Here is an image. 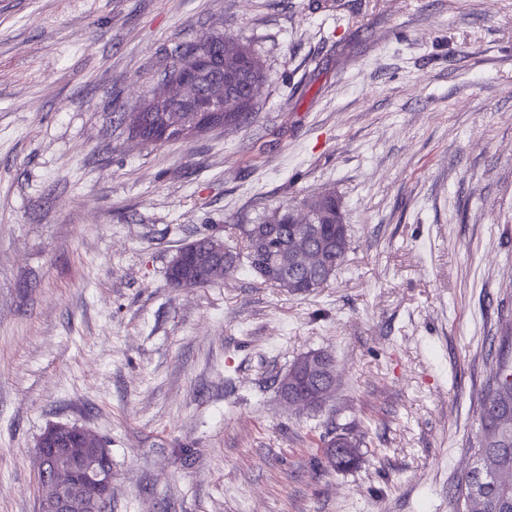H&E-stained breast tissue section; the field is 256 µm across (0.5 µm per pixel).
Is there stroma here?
Wrapping results in <instances>:
<instances>
[{
  "label": "stroma",
  "mask_w": 512,
  "mask_h": 512,
  "mask_svg": "<svg viewBox=\"0 0 512 512\" xmlns=\"http://www.w3.org/2000/svg\"><path fill=\"white\" fill-rule=\"evenodd\" d=\"M205 32L258 53L260 104L132 139ZM325 194L323 288L169 286L187 241ZM510 321L512 0H0V512H37L54 423L104 440L107 512H451ZM317 349L333 396L288 405ZM342 430L347 473L317 463ZM335 366V362L333 363ZM302 365L297 363L293 368H291L290 373H285L283 376H281L278 379V387L279 391L282 392V398L287 401L290 404H297V405H315L308 408H315L319 405H322L333 393L334 387H335V378H336V366L333 370H330V380L329 385L325 387L320 392L314 394V395H290L288 396V385L293 382L295 372L301 367ZM318 404V405H317ZM364 445V437L351 435L348 432L337 433L331 438L321 439L322 457H329L326 461L330 462L332 453L336 448V472L343 473L356 469L362 461V447ZM326 448H330L326 451ZM342 449L340 452L339 450Z\"/></svg>",
  "instance_id": "obj_1"
}]
</instances>
